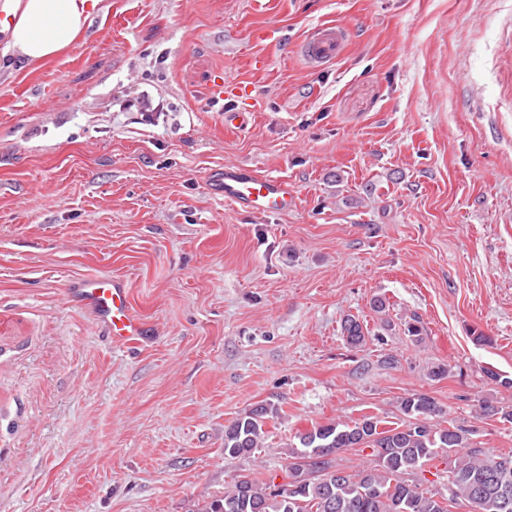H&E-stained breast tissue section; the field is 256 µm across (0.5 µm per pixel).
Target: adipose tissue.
Returning a JSON list of instances; mask_svg holds the SVG:
<instances>
[{"label":"adipose tissue","mask_w":512,"mask_h":512,"mask_svg":"<svg viewBox=\"0 0 512 512\" xmlns=\"http://www.w3.org/2000/svg\"><path fill=\"white\" fill-rule=\"evenodd\" d=\"M100 0H0V58L40 65L79 40Z\"/></svg>","instance_id":"ef3b65f1"}]
</instances>
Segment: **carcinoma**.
Returning a JSON list of instances; mask_svg holds the SVG:
<instances>
[{
  "instance_id": "cac0c4a2",
  "label": "carcinoma",
  "mask_w": 512,
  "mask_h": 512,
  "mask_svg": "<svg viewBox=\"0 0 512 512\" xmlns=\"http://www.w3.org/2000/svg\"><path fill=\"white\" fill-rule=\"evenodd\" d=\"M342 330L348 344H364L356 319L346 318ZM399 411L407 421L388 430H378L371 415L313 427L289 448L288 482L263 481L245 468L224 496L198 512H453L462 503L471 512H512L511 453L473 445L472 431L462 426L432 423L441 409L428 395L401 398ZM277 414L275 405L259 404L224 427L225 458L252 461L266 420ZM366 448L376 465L354 473L337 467V453ZM451 457L448 494L423 487L425 473Z\"/></svg>"
}]
</instances>
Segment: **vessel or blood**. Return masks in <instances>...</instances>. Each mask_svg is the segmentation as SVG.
I'll list each match as a JSON object with an SVG mask.
<instances>
[{
  "label": "vessel or blood",
  "instance_id": "vessel-or-blood-1",
  "mask_svg": "<svg viewBox=\"0 0 512 512\" xmlns=\"http://www.w3.org/2000/svg\"><path fill=\"white\" fill-rule=\"evenodd\" d=\"M347 38L343 25H317L300 43V55L312 67L325 66L342 54ZM213 186L226 203L246 211L282 213L297 204V194L286 179L241 165H225ZM129 296L128 281L118 276L83 277L67 288L69 301L89 312L119 346L147 341L151 335L148 326L132 311Z\"/></svg>",
  "mask_w": 512,
  "mask_h": 512
}]
</instances>
